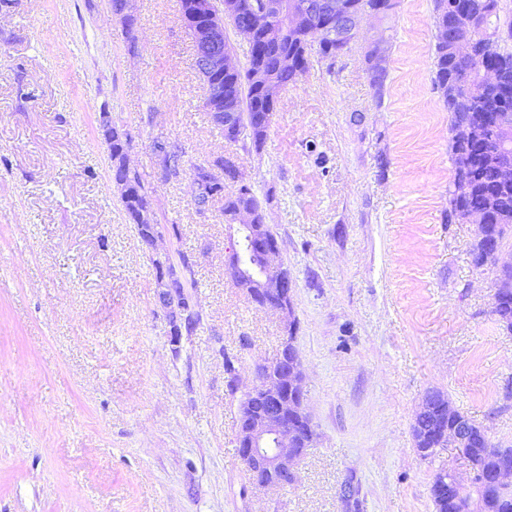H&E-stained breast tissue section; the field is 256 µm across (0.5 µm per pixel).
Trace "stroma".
I'll return each mask as SVG.
<instances>
[{
    "instance_id": "35a3bbf8",
    "label": "stroma",
    "mask_w": 512,
    "mask_h": 512,
    "mask_svg": "<svg viewBox=\"0 0 512 512\" xmlns=\"http://www.w3.org/2000/svg\"><path fill=\"white\" fill-rule=\"evenodd\" d=\"M112 0H0V512H435L425 396L512 446V334L477 226L448 223L449 114L432 87L434 0L364 18L335 65L283 89L262 149L225 140L204 106L179 0H137L135 43ZM390 45L376 94L364 53ZM133 137L159 251L195 263L201 321L172 354L154 274L111 182L101 112ZM179 146L165 176L152 146ZM237 156L291 273L295 346L315 439L295 484L255 489L238 454L243 382L281 349L280 313L225 269L221 203L193 168Z\"/></svg>"
}]
</instances>
